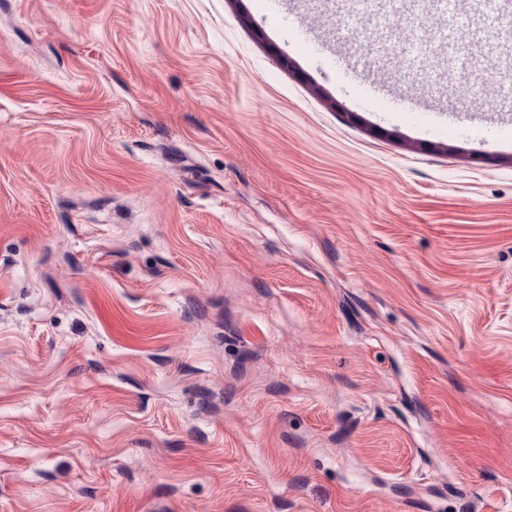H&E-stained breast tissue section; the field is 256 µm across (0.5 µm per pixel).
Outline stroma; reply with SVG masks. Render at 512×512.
Here are the masks:
<instances>
[{"mask_svg":"<svg viewBox=\"0 0 512 512\" xmlns=\"http://www.w3.org/2000/svg\"><path fill=\"white\" fill-rule=\"evenodd\" d=\"M350 59L369 15L301 0ZM258 0H0V512H512V115L372 110ZM405 60L443 31L380 0Z\"/></svg>","mask_w":512,"mask_h":512,"instance_id":"35a3bbf8","label":"stroma"}]
</instances>
